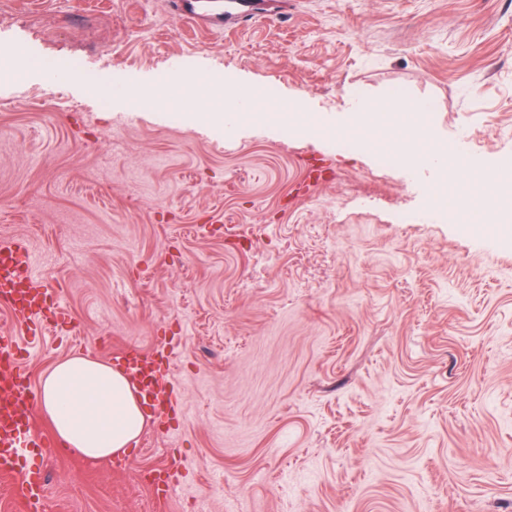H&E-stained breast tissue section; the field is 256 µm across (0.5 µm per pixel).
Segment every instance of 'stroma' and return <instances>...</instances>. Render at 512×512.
Listing matches in <instances>:
<instances>
[{
    "label": "stroma",
    "mask_w": 512,
    "mask_h": 512,
    "mask_svg": "<svg viewBox=\"0 0 512 512\" xmlns=\"http://www.w3.org/2000/svg\"><path fill=\"white\" fill-rule=\"evenodd\" d=\"M9 41L108 88L0 83V238L29 241L72 322L19 336L22 364L37 383L78 351L160 348L175 396L127 466L31 457L38 512H512V221L435 208L473 170H382L329 133L358 88L512 165V0H278L221 32L172 0H0ZM163 71L167 105L132 104ZM255 87L318 129L238 123L230 94Z\"/></svg>",
    "instance_id": "1"
}]
</instances>
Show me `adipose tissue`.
I'll use <instances>...</instances> for the list:
<instances>
[{
  "label": "adipose tissue",
  "instance_id": "ef3b65f1",
  "mask_svg": "<svg viewBox=\"0 0 512 512\" xmlns=\"http://www.w3.org/2000/svg\"><path fill=\"white\" fill-rule=\"evenodd\" d=\"M346 132L366 138L373 129L389 130V149L415 167L445 169L458 164L457 147L431 142L420 151L414 139L397 133L396 101H349ZM40 410L63 446L78 457L99 460L126 453L142 433L147 417L133 384L111 363L89 355L68 357L44 374Z\"/></svg>",
  "mask_w": 512,
  "mask_h": 512
}]
</instances>
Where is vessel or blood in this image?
Wrapping results in <instances>:
<instances>
[{"mask_svg":"<svg viewBox=\"0 0 512 512\" xmlns=\"http://www.w3.org/2000/svg\"><path fill=\"white\" fill-rule=\"evenodd\" d=\"M178 15L189 22L199 17H226L236 24L251 21L255 13L248 0H175ZM26 244L18 239L0 240V306L7 308L14 323L24 333H36L33 316L47 314L48 324L58 326L68 319L67 310H56L48 292L33 285L28 267L21 256ZM16 337L0 336V475L11 477L16 502L21 512H34L41 496L43 477L27 467L32 451L54 447L34 421L39 393L20 362ZM114 358L132 380L142 402L158 416L171 408V393L166 385L168 369L157 355H148L124 346Z\"/></svg>","mask_w":512,"mask_h":512,"instance_id":"obj_1","label":"vessel or blood"}]
</instances>
